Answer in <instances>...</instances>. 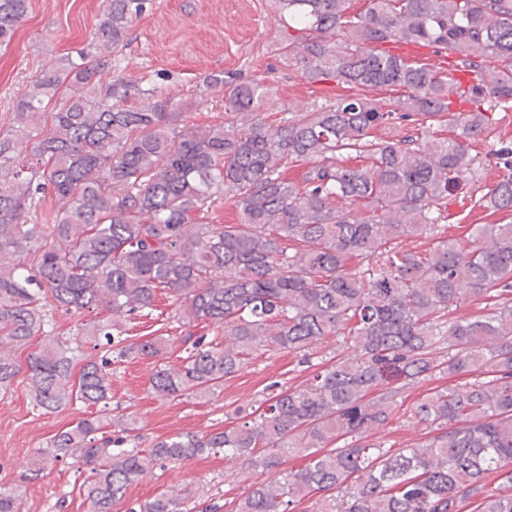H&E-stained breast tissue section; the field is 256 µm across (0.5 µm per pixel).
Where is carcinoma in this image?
<instances>
[{"label":"carcinoma","mask_w":512,"mask_h":512,"mask_svg":"<svg viewBox=\"0 0 512 512\" xmlns=\"http://www.w3.org/2000/svg\"><path fill=\"white\" fill-rule=\"evenodd\" d=\"M288 18L281 53L310 83L332 78L349 93L330 106L272 119L265 84L214 74L224 123L184 124V101L112 75V55L152 0H103L90 50L60 58L30 81L0 130V389L27 373L48 412L77 400L98 407L56 433L29 479L59 459L90 468V512H110L146 472L222 450L261 454L267 468L296 448L307 463L254 486L227 512H512V221L474 224L466 240L439 236L419 252L403 239L434 233L448 201L475 180L472 143L487 140L499 103L512 102V0H271ZM30 0H0V47ZM446 50L438 73L383 49ZM468 74L458 92L452 71ZM399 87L383 110L366 91ZM433 121L450 136L423 145L381 128ZM486 156L504 169L477 203L512 216V144ZM349 201L348 211L336 200ZM49 201L43 222L31 214ZM228 202L236 224H215ZM174 296L171 317L194 337L178 367L159 365L156 397L206 399L253 352L311 363L329 336L343 352L309 383L279 390L241 425L128 448L124 415L108 416L112 363L161 358L162 334L125 344L127 319ZM493 301L454 316L469 298ZM104 308L83 336L98 357L71 380L74 348L49 327L46 307ZM41 338L26 367L11 349ZM448 345L447 359L433 356ZM472 374L424 397L411 418L433 433L418 448L381 450L338 439L364 435L394 411L400 387L435 371ZM495 475L494 483L487 481ZM24 492L0 487V512ZM184 510L163 491L126 512Z\"/></svg>","instance_id":"1"}]
</instances>
